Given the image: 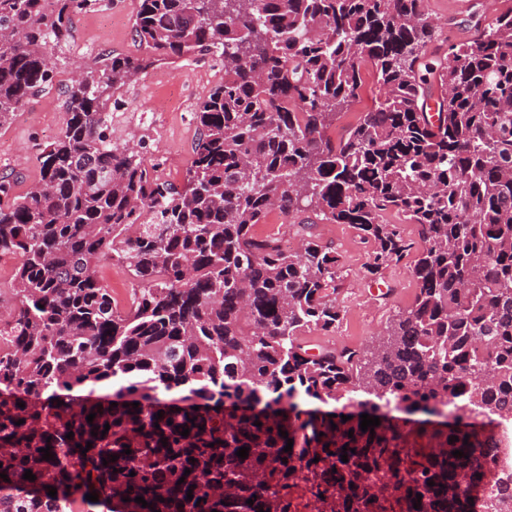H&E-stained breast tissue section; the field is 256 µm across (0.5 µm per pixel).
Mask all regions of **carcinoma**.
I'll list each match as a JSON object with an SVG mask.
<instances>
[{
  "instance_id": "1",
  "label": "carcinoma",
  "mask_w": 512,
  "mask_h": 512,
  "mask_svg": "<svg viewBox=\"0 0 512 512\" xmlns=\"http://www.w3.org/2000/svg\"><path fill=\"white\" fill-rule=\"evenodd\" d=\"M93 2L0 0V127L55 83L46 46ZM475 29L435 65L426 0H138L145 54L65 85L29 191L0 177V512H298V489L313 512H512V442L491 436L512 420V11ZM199 55L224 80L177 184L112 142L107 109L138 72ZM366 63L382 94L335 141ZM390 210L424 243L413 304L363 349L308 347L343 319L336 250L253 228L273 211L352 224L376 276L410 250ZM113 262L128 305L100 274Z\"/></svg>"
}]
</instances>
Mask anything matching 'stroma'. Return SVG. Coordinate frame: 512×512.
Returning a JSON list of instances; mask_svg holds the SVG:
<instances>
[{
  "instance_id": "35a3bbf8",
  "label": "stroma",
  "mask_w": 512,
  "mask_h": 512,
  "mask_svg": "<svg viewBox=\"0 0 512 512\" xmlns=\"http://www.w3.org/2000/svg\"><path fill=\"white\" fill-rule=\"evenodd\" d=\"M456 3L457 0L427 3L431 20L450 45L474 36L470 13L457 11ZM136 5L137 0H97L77 17L74 38L68 46H48V54L58 64L62 84L71 82L77 66L96 65L101 54L113 51L138 55L133 29ZM222 77L219 62L210 57L148 68L112 96L113 142L135 146L157 163L160 175L182 182L196 137L194 112ZM61 86L32 98L11 125L0 128V176L16 177V193H25L38 180V154L59 136L64 126ZM386 221L399 225L411 249L376 281L367 273L371 247L353 225L319 223L314 227V235L331 244L339 256L343 276L339 299L344 316L333 333L313 334L312 343L339 348L370 344L383 335L394 314L412 304L417 289L413 267L423 242L417 225L404 221L402 216L391 212Z\"/></svg>"
}]
</instances>
